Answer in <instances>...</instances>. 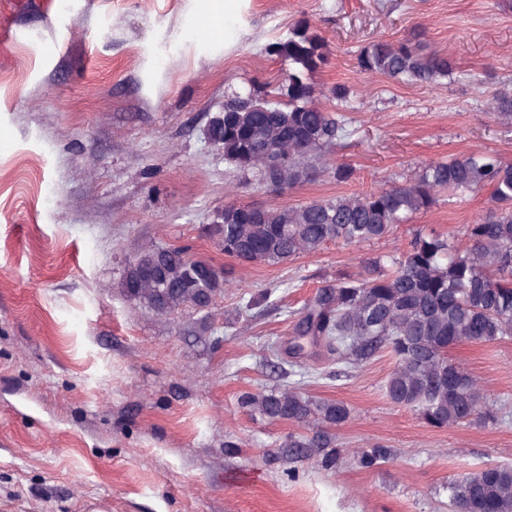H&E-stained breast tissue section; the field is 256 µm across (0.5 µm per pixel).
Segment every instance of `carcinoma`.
Segmentation results:
<instances>
[{
  "mask_svg": "<svg viewBox=\"0 0 512 512\" xmlns=\"http://www.w3.org/2000/svg\"><path fill=\"white\" fill-rule=\"evenodd\" d=\"M270 51L288 62L274 88L252 82L245 94L224 103L207 136L224 160L261 183L271 177L276 191L329 175L345 182L347 166L329 167L327 157L349 137L345 102L350 91L336 85L331 109L316 101L310 83L327 63L325 43L299 21L288 38ZM357 69L388 79L431 86L453 76L448 57L431 48L424 33L398 43L376 40L356 56ZM489 110L512 123V90L490 99ZM489 191L492 206L467 224L462 239L433 231L414 234L391 259L392 269L374 274L363 262L356 275L327 281L317 289L292 328L291 358L311 357L320 347L328 362L351 366L387 351L395 360L386 382L390 400L419 413L426 424L452 428L493 418V408L477 380L448 361V347L463 341L491 343L512 336V163L494 152H470L420 167L401 184L364 196L343 195L301 204L226 203L211 226L223 238L224 254L245 263L276 265L313 254L327 242L360 246L387 237L399 224L431 208L441 197L461 199ZM227 273L186 258L167 246H154L129 262L124 281L131 300L155 315L183 307L204 309L223 292ZM243 407L270 420L305 424L313 417L339 426L350 417L341 403H321L295 388L246 392ZM288 448H322V463L337 459L330 439H292ZM391 449L364 452L365 468L389 460ZM451 512H512V466L498 465L448 481Z\"/></svg>",
  "mask_w": 512,
  "mask_h": 512,
  "instance_id": "obj_1",
  "label": "carcinoma"
}]
</instances>
